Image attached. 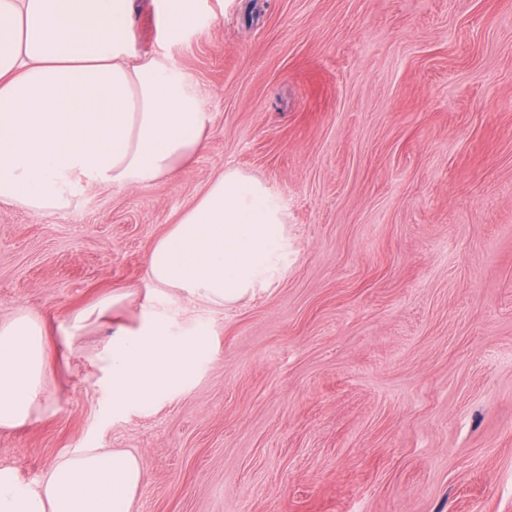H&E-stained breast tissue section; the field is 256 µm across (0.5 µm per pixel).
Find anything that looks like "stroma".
<instances>
[{"label": "stroma", "instance_id": "stroma-1", "mask_svg": "<svg viewBox=\"0 0 512 512\" xmlns=\"http://www.w3.org/2000/svg\"><path fill=\"white\" fill-rule=\"evenodd\" d=\"M140 53L189 74L207 138L170 179L0 204V320L37 312L51 378L0 468L31 483L127 448L132 512H512V0H196ZM288 208L298 256L230 307L146 282L154 242L224 167ZM134 298L62 329L128 286ZM203 333L188 386L116 413L96 355L144 312ZM165 26L168 32L182 33L196 29L199 17L193 0H163Z\"/></svg>", "mask_w": 512, "mask_h": 512}]
</instances>
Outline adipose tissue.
<instances>
[{
  "label": "adipose tissue",
  "mask_w": 512,
  "mask_h": 512,
  "mask_svg": "<svg viewBox=\"0 0 512 512\" xmlns=\"http://www.w3.org/2000/svg\"><path fill=\"white\" fill-rule=\"evenodd\" d=\"M134 0H0V203L39 215L92 185L145 187L200 150L208 124L188 75L139 54ZM288 209L262 179L225 168L153 244L146 278L162 294L229 307L287 274ZM206 348L145 313L97 359L117 408L184 384ZM48 336L28 310L0 322V428L30 423L48 384ZM142 457L83 448L22 484L0 468V512H131Z\"/></svg>",
  "instance_id": "adipose-tissue-1"
}]
</instances>
